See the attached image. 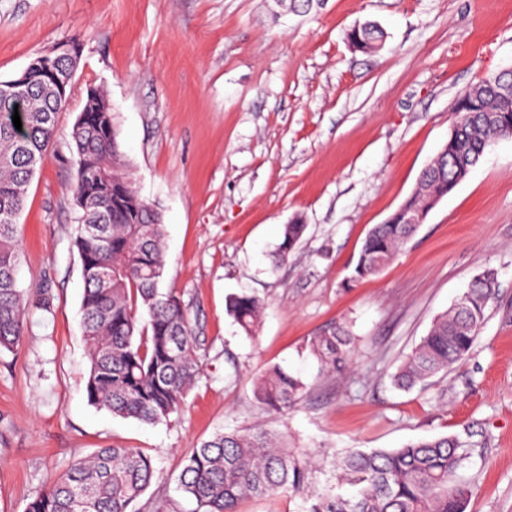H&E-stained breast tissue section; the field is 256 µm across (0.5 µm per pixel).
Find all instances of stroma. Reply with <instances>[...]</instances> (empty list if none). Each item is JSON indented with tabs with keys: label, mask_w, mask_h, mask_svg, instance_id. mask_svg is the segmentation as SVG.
Listing matches in <instances>:
<instances>
[{
	"label": "stroma",
	"mask_w": 512,
	"mask_h": 512,
	"mask_svg": "<svg viewBox=\"0 0 512 512\" xmlns=\"http://www.w3.org/2000/svg\"><path fill=\"white\" fill-rule=\"evenodd\" d=\"M0 0V81L79 37L55 143L19 219L20 288L46 300L0 349V512L75 456L122 445L157 478L137 512H197L177 478L215 432L265 430L321 465L351 448L454 436L466 512H512V138H501L375 276L351 274L369 231L417 186L448 138L458 93L512 68V0ZM373 22L381 49L348 39ZM106 94L140 195L165 224V287L189 307L202 373L181 413L142 423L92 405L71 131ZM306 226L288 262L284 224ZM495 300L464 360L409 391L391 377L434 319L485 271ZM263 303L254 334L228 295ZM344 327L352 357L321 370L308 345ZM299 376L286 415L253 394L272 367Z\"/></svg>",
	"instance_id": "obj_1"
}]
</instances>
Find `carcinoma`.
Here are the masks:
<instances>
[{"mask_svg": "<svg viewBox=\"0 0 512 512\" xmlns=\"http://www.w3.org/2000/svg\"><path fill=\"white\" fill-rule=\"evenodd\" d=\"M349 41L362 52L380 48L374 25L354 29ZM66 102L42 76L32 73L21 90L0 81V348L24 334L30 301L18 287L19 218L28 186L52 149L57 116ZM19 112L22 130L13 124ZM452 133L422 172L419 187L361 248L354 278L378 273L416 233L420 215L462 182L483 156L488 141L512 136V106L491 87L476 83L460 92ZM77 179L71 191L80 211L76 247L83 269L82 319L90 363L89 401L116 417L155 424L181 409L202 372L200 343L187 304L162 288L166 253L161 214L143 200L127 171L114 117L105 97L87 93L73 125ZM305 231L284 225L275 265L288 263ZM496 296V278L476 277L451 309L439 316L402 363L395 381L425 383L471 352L485 312ZM262 305L254 296H232L226 310L248 334ZM310 351L324 370L345 367L351 337L338 327L315 337ZM304 383L279 367L258 379L255 399L284 413L302 397ZM466 445L452 437L410 442L400 448L351 449L335 464L333 482L318 488L319 464L279 444L271 434L217 432L197 446L180 476L181 489L198 512H237L244 499L286 488L301 496L305 512H465L469 491L457 480ZM155 469L135 448L112 446L77 456L27 502L24 512H133Z\"/></svg>", "mask_w": 512, "mask_h": 512, "instance_id": "carcinoma-1", "label": "carcinoma"}]
</instances>
